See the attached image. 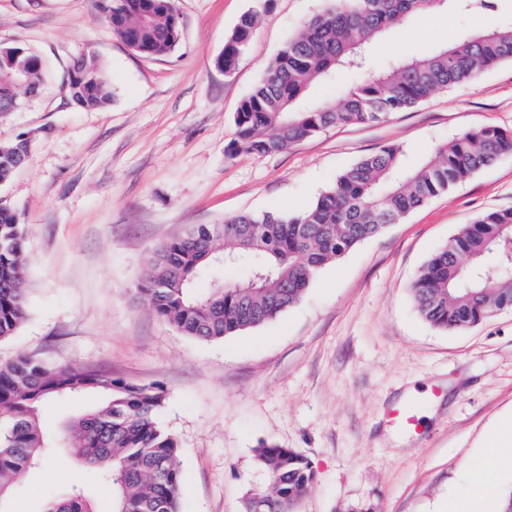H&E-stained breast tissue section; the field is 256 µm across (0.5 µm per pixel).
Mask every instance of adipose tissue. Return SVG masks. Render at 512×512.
<instances>
[{"label":"adipose tissue","instance_id":"adipose-tissue-1","mask_svg":"<svg viewBox=\"0 0 512 512\" xmlns=\"http://www.w3.org/2000/svg\"><path fill=\"white\" fill-rule=\"evenodd\" d=\"M512 466V417L503 419L481 454L469 466L465 493L449 498L442 512H499L500 496L489 479L492 470Z\"/></svg>","mask_w":512,"mask_h":512}]
</instances>
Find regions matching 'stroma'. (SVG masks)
Masks as SVG:
<instances>
[{
	"instance_id": "1",
	"label": "stroma",
	"mask_w": 512,
	"mask_h": 512,
	"mask_svg": "<svg viewBox=\"0 0 512 512\" xmlns=\"http://www.w3.org/2000/svg\"><path fill=\"white\" fill-rule=\"evenodd\" d=\"M328 5L175 0L179 44L146 57L113 34L97 0H0V47H23L45 69L37 96L0 112V143L30 142L27 164L0 184V206L26 226L29 295L27 320L0 341V363L28 355L162 386L156 419L178 444L182 512H244L264 441L312 466L297 512H439L465 490L469 463L512 413V310L446 332L418 315L410 294L460 228L512 209V156L325 266L298 304L257 329L200 341L135 300L155 247L192 225L302 211L387 144L412 163L479 126L512 131L506 61L381 121L330 128L268 155L230 153L240 102ZM253 9L251 42L225 75L215 59ZM493 17H512V0H498L490 17L445 0L377 39L367 69L448 46ZM82 54L111 80L103 109L70 97L68 70ZM432 388L421 433L387 424L391 407ZM90 480L77 460L54 456L18 480L9 510L43 512L56 492Z\"/></svg>"
}]
</instances>
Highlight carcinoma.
<instances>
[{
    "mask_svg": "<svg viewBox=\"0 0 512 512\" xmlns=\"http://www.w3.org/2000/svg\"><path fill=\"white\" fill-rule=\"evenodd\" d=\"M443 0H334L290 38L236 115L232 151L265 155L330 127L372 123L408 109L437 90L471 82L488 67L512 61V22L467 34L453 45L348 85L335 107L303 105L316 84L340 70L359 69L370 39L436 8ZM113 32L145 56L171 52L181 39L175 0H99ZM258 20L241 17L217 57L232 74ZM82 106L112 101L107 75L94 57L83 72ZM27 146L0 144V181L12 174L14 154ZM512 155V132L485 125L438 146L434 157L410 167L397 144L382 146L341 172L306 209L295 214L243 213L220 224H197L159 244L136 288V299L185 336L222 340L263 326L296 305L329 263L382 233L413 210L479 170ZM512 209L492 211L463 227L422 267L411 286L420 316L443 331L473 328L493 313L512 309ZM25 227L0 206V340L26 320L23 287ZM497 269L488 274L484 259ZM237 264L240 281L217 279L203 293L192 284L206 268ZM95 392L100 403L54 434L43 426L49 401ZM159 385H141L68 365L20 356L0 365V512L17 478L52 456L68 453L95 468L112 491V512H180L182 474L174 437L157 422ZM256 464L266 481L244 500L245 512H293L315 479L309 461L292 448L263 442ZM91 487L59 492L44 512H96Z\"/></svg>",
    "mask_w": 512,
    "mask_h": 512,
    "instance_id": "carcinoma-1",
    "label": "carcinoma"
}]
</instances>
